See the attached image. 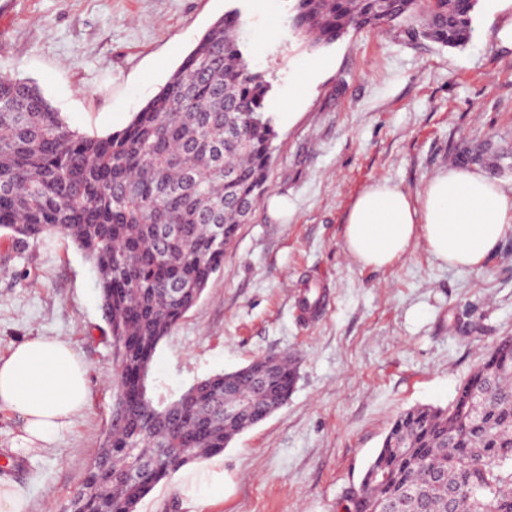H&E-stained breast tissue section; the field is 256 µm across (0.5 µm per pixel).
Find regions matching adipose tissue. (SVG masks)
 <instances>
[{
	"label": "adipose tissue",
	"instance_id": "1",
	"mask_svg": "<svg viewBox=\"0 0 512 512\" xmlns=\"http://www.w3.org/2000/svg\"><path fill=\"white\" fill-rule=\"evenodd\" d=\"M512 232V192L478 168L447 167L417 196L378 180L352 201L344 246L364 268L380 269L424 243L441 265L477 269ZM88 367L62 337H33L0 360V403L23 420L30 452L44 450L89 399Z\"/></svg>",
	"mask_w": 512,
	"mask_h": 512
}]
</instances>
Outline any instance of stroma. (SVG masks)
I'll use <instances>...</instances> for the list:
<instances>
[{"mask_svg":"<svg viewBox=\"0 0 512 512\" xmlns=\"http://www.w3.org/2000/svg\"><path fill=\"white\" fill-rule=\"evenodd\" d=\"M291 0H0V75L39 85L82 133L122 130L208 27L231 9L244 52L277 97L314 58L330 60L298 116L276 121L271 193L241 225L201 299L158 346L149 394L171 402L193 383L258 356L298 362L286 406L237 436L216 460L224 495L192 500L188 470L137 512H334L391 422L445 407L492 341L512 336V234L481 269L442 266L423 247L382 270L344 250L345 217L373 181L416 194L463 151L490 145L481 168L512 187V50L499 19L512 0H479L470 42L449 48L406 26L349 31L316 48L288 25ZM323 296L301 314L307 288ZM59 336L81 353L90 399L40 454L22 450V421L0 406V480L27 512H63L97 455L112 411L116 360L92 264L63 234L0 240V358L22 340Z\"/></svg>","mask_w":512,"mask_h":512,"instance_id":"35a3bbf8","label":"stroma"}]
</instances>
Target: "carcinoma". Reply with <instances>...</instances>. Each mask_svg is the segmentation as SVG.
<instances>
[{"label":"carcinoma","instance_id":"cac0c4a2","mask_svg":"<svg viewBox=\"0 0 512 512\" xmlns=\"http://www.w3.org/2000/svg\"><path fill=\"white\" fill-rule=\"evenodd\" d=\"M478 0H293L290 28L315 48L349 30L405 24L466 45ZM230 11L121 131L81 134L38 86L0 76V230L17 244L58 231L99 276L123 370L107 436L66 512H136L162 482L288 403L286 357L198 381L169 413L142 377L159 343L201 298L267 191L277 137L270 85L250 68ZM336 512H512V336L497 338L446 408L413 407L387 431Z\"/></svg>","mask_w":512,"mask_h":512}]
</instances>
